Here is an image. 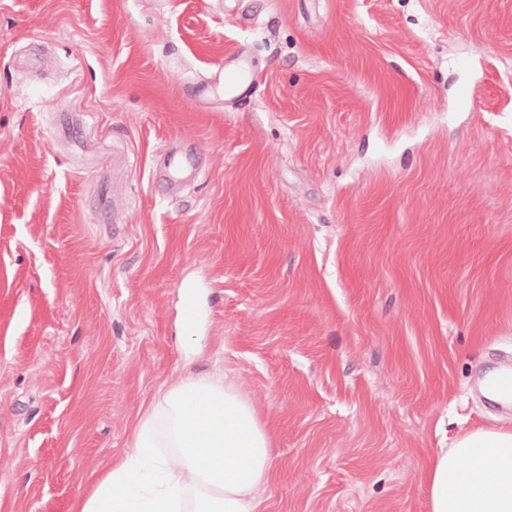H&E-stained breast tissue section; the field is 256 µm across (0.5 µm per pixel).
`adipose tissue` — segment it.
<instances>
[{
  "label": "adipose tissue",
  "instance_id": "adipose-tissue-1",
  "mask_svg": "<svg viewBox=\"0 0 512 512\" xmlns=\"http://www.w3.org/2000/svg\"><path fill=\"white\" fill-rule=\"evenodd\" d=\"M127 448L73 512H263L271 435L226 377L189 374L160 386ZM426 491L428 512H512V426L479 428L439 449Z\"/></svg>",
  "mask_w": 512,
  "mask_h": 512
}]
</instances>
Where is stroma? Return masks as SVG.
<instances>
[{
    "instance_id": "stroma-1",
    "label": "stroma",
    "mask_w": 512,
    "mask_h": 512,
    "mask_svg": "<svg viewBox=\"0 0 512 512\" xmlns=\"http://www.w3.org/2000/svg\"><path fill=\"white\" fill-rule=\"evenodd\" d=\"M504 367L512 0H0L12 512H70L162 384L223 371L273 435L264 512H428L434 454L512 425ZM252 78L246 69L224 65V84L227 92L245 93L249 89ZM179 288H184V303L181 312L182 326L185 330L192 332L197 328L201 319V307L196 291L200 286L192 281H184L179 284Z\"/></svg>"
}]
</instances>
